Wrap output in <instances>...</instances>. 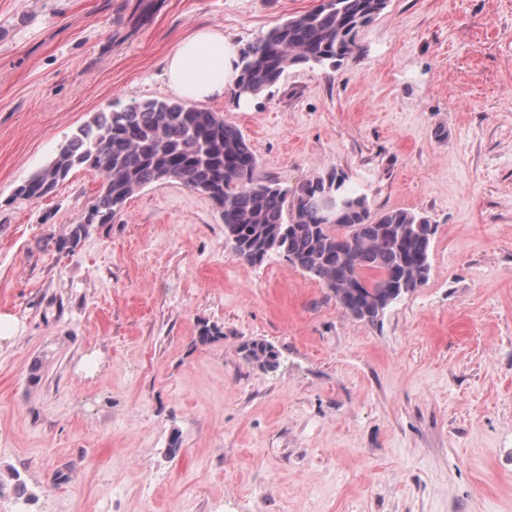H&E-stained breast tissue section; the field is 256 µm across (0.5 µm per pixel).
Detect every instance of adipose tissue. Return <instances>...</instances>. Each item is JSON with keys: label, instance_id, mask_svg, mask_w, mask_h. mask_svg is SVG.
<instances>
[{"label": "adipose tissue", "instance_id": "1", "mask_svg": "<svg viewBox=\"0 0 512 512\" xmlns=\"http://www.w3.org/2000/svg\"><path fill=\"white\" fill-rule=\"evenodd\" d=\"M239 51L212 27L198 28L166 58L169 86L181 100L199 104L220 100L236 82Z\"/></svg>", "mask_w": 512, "mask_h": 512}]
</instances>
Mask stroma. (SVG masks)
Masks as SVG:
<instances>
[{
    "mask_svg": "<svg viewBox=\"0 0 512 512\" xmlns=\"http://www.w3.org/2000/svg\"><path fill=\"white\" fill-rule=\"evenodd\" d=\"M318 3L0 0V512H512V0H389L342 66L208 105L267 179L333 170L436 226L376 324L283 256L236 259L181 181L72 250L98 172L15 194L95 113L172 97L196 28L243 48ZM243 355L246 361L262 369L275 370L279 366L278 353L264 342L254 341L246 344L243 347Z\"/></svg>",
    "mask_w": 512,
    "mask_h": 512,
    "instance_id": "1",
    "label": "stroma"
}]
</instances>
